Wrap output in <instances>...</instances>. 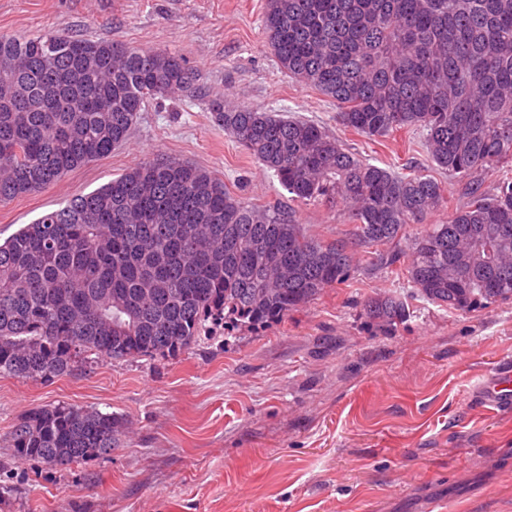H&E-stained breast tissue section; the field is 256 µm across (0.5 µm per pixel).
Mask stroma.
Here are the masks:
<instances>
[{
  "label": "stroma",
  "instance_id": "obj_1",
  "mask_svg": "<svg viewBox=\"0 0 512 512\" xmlns=\"http://www.w3.org/2000/svg\"><path fill=\"white\" fill-rule=\"evenodd\" d=\"M266 0H0V37L64 32L174 52L198 94L149 102L106 158L0 203V240L123 170L174 158L222 179L241 201L293 204L307 235L352 225L339 204L291 203L278 177L225 132L209 100L324 126L370 164L431 162L420 136L370 139L336 121L317 91L282 73L262 26ZM400 295L380 327L366 301ZM512 359V300L456 311L417 295L403 264L357 251L348 279L281 321L209 327L175 355L96 359L49 381L0 377V512H512V406L478 393ZM76 405L118 419V446L78 465L19 463L9 433L37 408Z\"/></svg>",
  "mask_w": 512,
  "mask_h": 512
}]
</instances>
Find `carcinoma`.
<instances>
[{
  "label": "carcinoma",
  "instance_id": "carcinoma-1",
  "mask_svg": "<svg viewBox=\"0 0 512 512\" xmlns=\"http://www.w3.org/2000/svg\"><path fill=\"white\" fill-rule=\"evenodd\" d=\"M262 25L279 69L336 105L370 139L419 134L462 182V203L408 252L426 300L467 310L512 300V0H267ZM0 202L37 192L125 142L144 104L196 89L182 58L59 32L0 37ZM236 142L293 201L345 203L351 237L308 236L290 206H248L211 172L152 159L0 241V375L49 381L82 354L173 355L206 323L277 322L343 283L353 247L396 244L445 203L436 180L364 163L324 127L212 100ZM391 325L400 297L370 298ZM109 413L39 408L10 433L13 457L80 464L117 447Z\"/></svg>",
  "mask_w": 512,
  "mask_h": 512
}]
</instances>
